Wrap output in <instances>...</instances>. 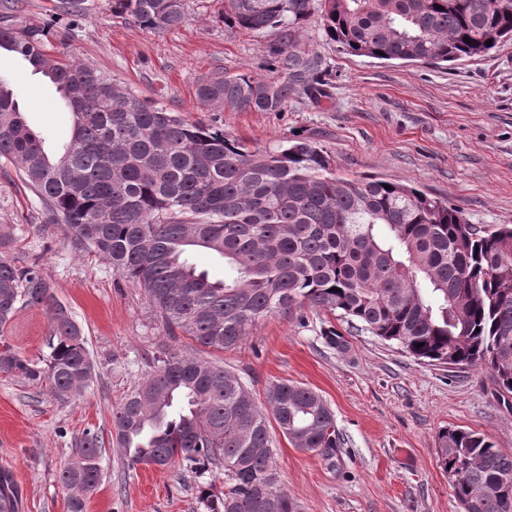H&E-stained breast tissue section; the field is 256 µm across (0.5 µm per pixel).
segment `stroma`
I'll return each instance as SVG.
<instances>
[{"mask_svg": "<svg viewBox=\"0 0 512 512\" xmlns=\"http://www.w3.org/2000/svg\"><path fill=\"white\" fill-rule=\"evenodd\" d=\"M185 3L187 24L155 33L105 0H81L71 37L54 48L189 120L223 124L248 145L304 136L332 156L340 175L399 180L459 206L470 223L512 225V40L447 68L395 64L338 51L313 21L304 40L329 70L330 98L294 99L281 112L218 110L200 106L198 82L238 72L269 77L276 35L225 31L224 0ZM0 80L50 148L69 140L72 114L52 85L4 50ZM0 230L11 234L14 257L37 264L72 310L95 364L90 386L65 401L0 374V471L14 477L19 512H68L59 475L75 439L109 434L113 406L153 372L162 350L195 347L168 333L142 288L73 249L63 227L44 223L14 167L1 164ZM330 327L347 337V353L322 339ZM50 334L49 314L25 307L5 338L35 359L48 354ZM202 356L238 374L258 404L272 383L290 380L319 392L335 412L346 441L338 465L276 439L273 465L303 512H460L439 465L438 431L470 429L512 452V397L488 370L421 363L329 310L302 304L268 315L236 348ZM102 466L87 512H197L195 474L129 467L113 443Z\"/></svg>", "mask_w": 512, "mask_h": 512, "instance_id": "stroma-1", "label": "stroma"}]
</instances>
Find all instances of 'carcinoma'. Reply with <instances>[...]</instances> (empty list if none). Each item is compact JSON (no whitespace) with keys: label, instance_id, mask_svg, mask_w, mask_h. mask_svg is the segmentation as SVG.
<instances>
[{"label":"carcinoma","instance_id":"cac0c4a2","mask_svg":"<svg viewBox=\"0 0 512 512\" xmlns=\"http://www.w3.org/2000/svg\"><path fill=\"white\" fill-rule=\"evenodd\" d=\"M108 3L158 33L188 20L184 0ZM317 11L340 50L401 64L446 66L512 39V0H224L219 18L228 30L275 32V76L206 80L198 101L281 112L302 95L327 96L328 71L303 44ZM51 37L46 25L14 15L0 22V49L46 78L71 109L70 140L49 150L0 82V163L34 192L45 223L65 225L75 249L143 288L170 333L224 351L258 318L307 303L424 364L487 369L499 392L512 395V225L478 228L448 200L397 180L338 175L327 151L305 137L251 149L89 63L52 56ZM12 244L0 233V374L69 399L95 375L84 331L37 266L10 255ZM198 252L222 259L230 274L210 278L191 261ZM23 307L50 315L49 353L38 360L3 338ZM157 362L112 409L127 464L224 472V488L197 486L203 512H301L273 469L270 423L293 447L336 464L345 438L323 396L274 383L263 410L221 365L173 350ZM437 445L467 512H512V453L462 428L439 430ZM102 448L103 437L83 433L62 471L69 512H86ZM0 512H18L12 476L2 471Z\"/></svg>","mask_w":512,"mask_h":512}]
</instances>
